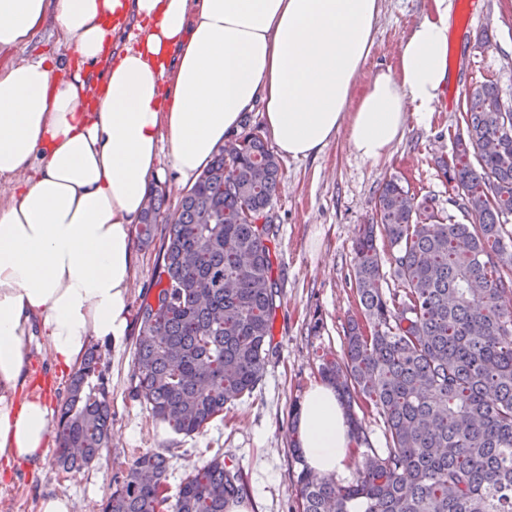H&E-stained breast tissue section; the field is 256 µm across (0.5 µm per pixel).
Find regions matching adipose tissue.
<instances>
[{"label":"adipose tissue","instance_id":"obj_1","mask_svg":"<svg viewBox=\"0 0 512 512\" xmlns=\"http://www.w3.org/2000/svg\"><path fill=\"white\" fill-rule=\"evenodd\" d=\"M381 0H0V52L46 20L78 58L44 56L0 70V468L47 453L50 409L17 401L41 330L72 370L95 340L129 329L133 234L168 141L181 183H194L262 105L278 153L317 156L339 132L376 163L408 112L429 121L448 85V0L401 40L396 66L355 80L368 61ZM296 440L332 478L354 444L325 383L306 392Z\"/></svg>","mask_w":512,"mask_h":512}]
</instances>
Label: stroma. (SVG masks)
I'll use <instances>...</instances> for the list:
<instances>
[{
  "label": "stroma",
  "mask_w": 512,
  "mask_h": 512,
  "mask_svg": "<svg viewBox=\"0 0 512 512\" xmlns=\"http://www.w3.org/2000/svg\"><path fill=\"white\" fill-rule=\"evenodd\" d=\"M429 0H382L371 54L364 67L395 65L401 39L422 20ZM41 54L66 59L51 26L42 27L25 47L0 54V67ZM448 67L451 79L430 122L409 119L389 156L372 164L351 149L338 133L317 157L282 159V178L272 207L279 232L272 251L273 277L280 302L273 319L277 354L249 396L228 405L223 418L201 433L184 436L156 424L129 395L137 324L121 342H98L100 368L112 400V444L79 476L59 470L53 456L23 464L0 482V512H39L42 499L67 498L70 512H99L114 479L140 451L163 452L169 460L167 494L176 497L186 473L214 454L239 468L247 487L250 512H297L296 476L300 469L289 452L293 439L291 410L318 383L321 356L342 357L343 329L358 311L349 277L354 265V228L376 216L385 178L410 192L430 195L437 207L464 222L455 204L457 191L437 162L449 156L462 122L465 96L485 83L497 85L512 103V0H451ZM129 308L137 310L151 287L157 244L135 243ZM28 359L33 383L57 410L66 396L68 375L54 363L44 338H35Z\"/></svg>",
  "instance_id": "obj_1"
}]
</instances>
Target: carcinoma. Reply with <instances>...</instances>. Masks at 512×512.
<instances>
[{
  "instance_id": "cac0c4a2",
  "label": "carcinoma",
  "mask_w": 512,
  "mask_h": 512,
  "mask_svg": "<svg viewBox=\"0 0 512 512\" xmlns=\"http://www.w3.org/2000/svg\"><path fill=\"white\" fill-rule=\"evenodd\" d=\"M464 129L441 161L471 218L451 221L435 198L383 182L377 219L356 231L353 279L358 313L345 327L341 360L324 358L321 379L347 410L354 472L325 479L291 456L298 512H512V109L485 84L466 96ZM487 142L497 143L491 151ZM281 165L259 131L213 156L177 208L153 209L139 236L160 238L152 296L137 312L130 393L176 433H200L261 380L279 297L272 279L270 210ZM396 251L383 270L378 236ZM399 287H386L388 278ZM484 284L475 296L471 284ZM91 347L71 375L54 431L56 465L75 470L109 447L112 408ZM382 418L387 446L367 442L355 409ZM168 461L139 452L102 512H159L169 497ZM247 493L242 472L216 454L180 484L174 512H226Z\"/></svg>"
}]
</instances>
